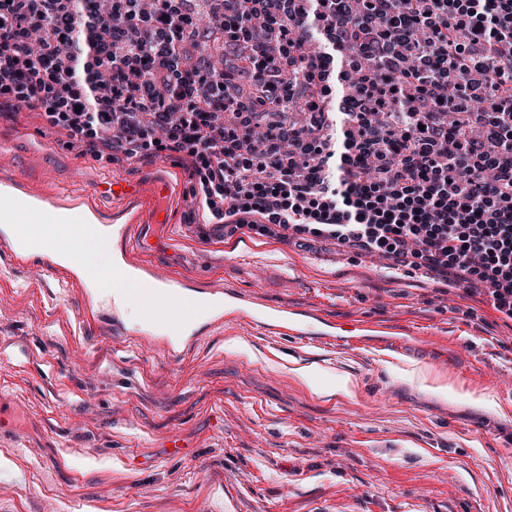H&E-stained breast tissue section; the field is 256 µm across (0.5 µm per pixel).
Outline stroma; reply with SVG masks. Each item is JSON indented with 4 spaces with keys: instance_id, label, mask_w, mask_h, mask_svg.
<instances>
[{
    "instance_id": "obj_1",
    "label": "stroma",
    "mask_w": 512,
    "mask_h": 512,
    "mask_svg": "<svg viewBox=\"0 0 512 512\" xmlns=\"http://www.w3.org/2000/svg\"><path fill=\"white\" fill-rule=\"evenodd\" d=\"M1 141L0 185L67 206L95 180L136 185L158 168L68 149L25 107L0 116ZM187 212L147 228L153 258L199 293L299 314L308 335L228 316L179 358L129 340L108 305L80 323L82 281L0 250V395L19 404L0 429V512H512L511 319L330 243L208 240ZM362 322L356 342L323 336ZM312 364L323 387L351 374L355 397L292 380ZM439 375L448 393L433 391ZM173 435L186 447L170 458Z\"/></svg>"
}]
</instances>
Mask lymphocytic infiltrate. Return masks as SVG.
I'll return each instance as SVG.
<instances>
[{
  "label": "lymphocytic infiltrate",
  "mask_w": 512,
  "mask_h": 512,
  "mask_svg": "<svg viewBox=\"0 0 512 512\" xmlns=\"http://www.w3.org/2000/svg\"><path fill=\"white\" fill-rule=\"evenodd\" d=\"M20 104L81 152L176 157L216 238L451 274L512 319V0H0Z\"/></svg>",
  "instance_id": "obj_1"
}]
</instances>
